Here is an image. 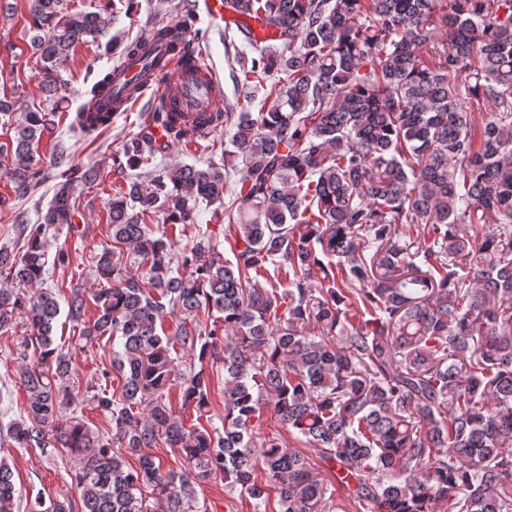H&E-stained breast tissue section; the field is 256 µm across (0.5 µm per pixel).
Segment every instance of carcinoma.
Instances as JSON below:
<instances>
[{"instance_id": "1", "label": "carcinoma", "mask_w": 512, "mask_h": 512, "mask_svg": "<svg viewBox=\"0 0 512 512\" xmlns=\"http://www.w3.org/2000/svg\"><path fill=\"white\" fill-rule=\"evenodd\" d=\"M443 2L225 0L250 48H234L237 97L224 100L241 178L214 163L166 165L147 183L132 175L108 203L100 288L20 292L44 280L46 230L74 223L68 179L24 252L0 246L11 283L0 288V330L19 314L31 327L25 417L7 439L74 457L80 512H151V495L163 512H192L217 478L257 509L272 486L279 512H332L310 458L259 437L270 405L366 512H512V0ZM28 4L39 87L54 99L74 48L107 35V8ZM175 8L191 31L193 0ZM249 20L272 35L252 37ZM463 73L473 102L499 106L477 135ZM110 81L109 71L94 78L75 127L109 124ZM14 107L0 97V124L13 132L0 151L25 195L45 177L36 155L55 111ZM149 152L150 140H131L126 165L140 169ZM191 198L224 207L234 259L200 231ZM157 213L169 226L159 237L146 222ZM62 298L86 341H121V384L84 395L110 415V441L63 415L77 397L71 357L55 346ZM180 350L202 368L181 370ZM210 361L224 364L222 432L200 422L211 421ZM175 381L181 408L196 414L189 427L166 401ZM162 445L188 470L163 469ZM18 499L0 462V512ZM31 512L73 505L38 496Z\"/></svg>"}]
</instances>
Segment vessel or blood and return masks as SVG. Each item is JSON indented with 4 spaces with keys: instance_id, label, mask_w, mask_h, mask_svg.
<instances>
[{
    "instance_id": "obj_1",
    "label": "vessel or blood",
    "mask_w": 512,
    "mask_h": 512,
    "mask_svg": "<svg viewBox=\"0 0 512 512\" xmlns=\"http://www.w3.org/2000/svg\"><path fill=\"white\" fill-rule=\"evenodd\" d=\"M140 43V60L113 70L107 107L123 112L150 98L155 115L148 132L153 139L161 145L178 139L193 148L197 137L215 129L210 118L219 111L222 84L212 78L205 56L194 52L187 37L170 45L149 32Z\"/></svg>"
}]
</instances>
